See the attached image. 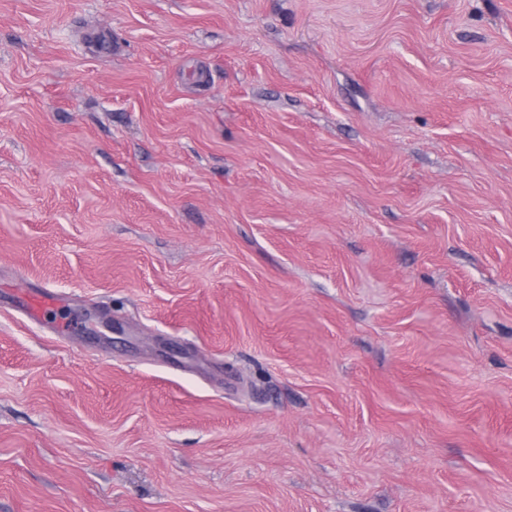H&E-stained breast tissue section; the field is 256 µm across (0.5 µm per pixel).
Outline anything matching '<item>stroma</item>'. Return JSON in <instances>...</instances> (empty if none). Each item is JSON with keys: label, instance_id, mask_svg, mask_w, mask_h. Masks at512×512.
<instances>
[{"label": "stroma", "instance_id": "obj_1", "mask_svg": "<svg viewBox=\"0 0 512 512\" xmlns=\"http://www.w3.org/2000/svg\"><path fill=\"white\" fill-rule=\"evenodd\" d=\"M0 512H512V0H0Z\"/></svg>", "mask_w": 512, "mask_h": 512}]
</instances>
